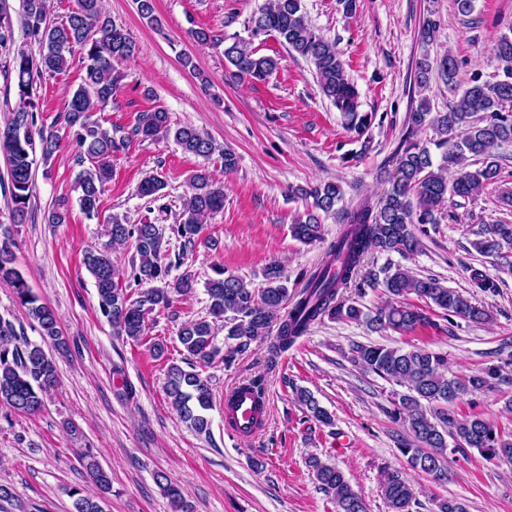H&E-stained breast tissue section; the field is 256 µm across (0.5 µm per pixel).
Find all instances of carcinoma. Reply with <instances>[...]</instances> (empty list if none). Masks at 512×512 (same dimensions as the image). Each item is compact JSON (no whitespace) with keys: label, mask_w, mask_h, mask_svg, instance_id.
Wrapping results in <instances>:
<instances>
[{"label":"carcinoma","mask_w":512,"mask_h":512,"mask_svg":"<svg viewBox=\"0 0 512 512\" xmlns=\"http://www.w3.org/2000/svg\"><path fill=\"white\" fill-rule=\"evenodd\" d=\"M48 0H22L23 37L37 47V54L24 50L13 60L17 105L0 124V154L8 164L7 192L14 223L26 219L33 196L37 157L49 159L59 148L57 131L37 125L39 111L37 83L44 76L65 71L69 60L79 57L84 70L82 84L66 101L59 116L80 148L79 163H89L77 177L79 206L87 217L97 215L99 195L112 178V155L134 138L153 140L173 136L185 153L209 157L214 151L211 139L191 126L172 128L169 114L161 108L140 115L127 135L112 136L94 113L112 101L120 75L116 65L131 59L137 45L122 26L105 13L102 0H76V8L60 23L49 19ZM253 35L275 34L288 49L309 60L323 95L343 115L349 129L363 133L371 121L360 114L361 94L346 74L336 43L316 33L306 19L302 0H267L250 19ZM13 40V22L9 0H0V47ZM495 55L498 61L493 79H473V84L458 91V67L448 54L431 60L428 54L416 62V81L424 87L432 69L457 100L446 112H431L423 104L409 113L407 130L397 149L396 171L388 187L374 201L365 200L342 214L344 228L326 252L325 261L307 278L304 288L295 293L288 278L273 262L265 270L264 283H252L215 265L214 276L205 283L209 315L190 320L178 330V341L185 352L188 368L171 364L167 369L165 394L182 420L198 434H209L211 421L207 411L213 407V394L206 378L196 370L217 360L231 363L234 356L246 352L252 344L276 333L273 353L292 347L310 327L324 319L365 322L380 330L412 332L433 321L422 308L409 302L414 295L427 305L441 310L443 319L453 325L460 319L468 323L489 320L487 310L474 298L448 288L433 277L420 278L403 266L387 261L378 269L366 268L368 256L397 253L403 257L423 247L446 218L445 209L454 198L475 199L485 190L505 182L503 150L512 146V36H499ZM224 60L240 78L267 79L280 65L279 59L255 56L234 40L224 45ZM432 128L441 150L434 162L430 150L413 141L414 133ZM191 193L185 199L180 222L170 226L171 233L192 244L203 229L207 217L224 210V186L214 182L203 168L191 178ZM166 184L155 176L138 186L143 198L158 200ZM312 199L306 219L290 225L294 239L309 244L321 239V215L335 210L343 198L342 187L323 182L304 190ZM111 242L132 238L138 262L133 277L140 283L164 282L147 288L133 299L118 287L116 271L108 252L87 257L86 266L94 278L99 309L117 335L133 341L145 336L146 315L170 304L171 294L188 295L195 281L185 275L173 283L165 281L169 266L162 257L165 228L158 224H125L119 216L107 220ZM476 250L497 261L502 270L512 271V224H484ZM0 281L7 283L17 302L37 324L40 336L64 354L68 342L58 328L56 312L32 292L23 274L14 267L11 240L0 239ZM382 288L387 295L375 310H364L345 296L354 288ZM291 306L283 315L281 310ZM224 322V347L215 342L213 321ZM350 361L362 371L373 373L404 388L393 392L391 418L402 423L406 434L397 436L396 448L407 458L409 468L443 482L448 479L445 466L448 442L463 454L475 450L486 460L512 461V432L501 429L497 421L481 413L459 414L457 404L464 397L491 390L502 380L504 366L490 365L471 374H448L447 357L424 348L402 349L380 344H355ZM58 384L54 361L42 346L18 336L14 325L0 317V404L35 415L44 407V398ZM297 400L315 420L328 424L331 417L308 391ZM86 462L94 484L104 493L111 491L112 480L89 449H78ZM320 488L330 495L335 512H369L358 491L339 468L308 459ZM165 480L163 491L175 512H187L179 486ZM381 493L390 512H410L415 502L414 482L400 469L383 471ZM75 512H103L98 497L74 490Z\"/></svg>","instance_id":"obj_1"}]
</instances>
